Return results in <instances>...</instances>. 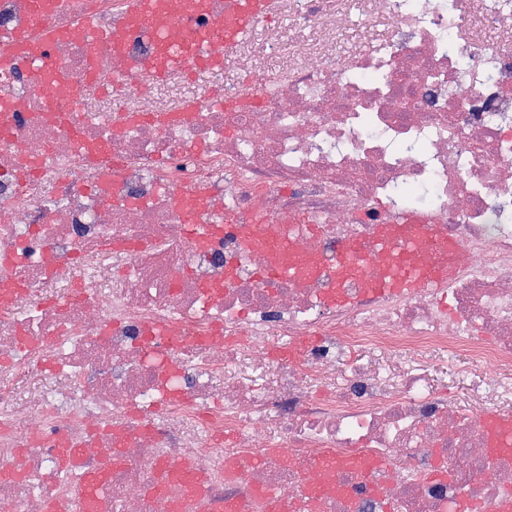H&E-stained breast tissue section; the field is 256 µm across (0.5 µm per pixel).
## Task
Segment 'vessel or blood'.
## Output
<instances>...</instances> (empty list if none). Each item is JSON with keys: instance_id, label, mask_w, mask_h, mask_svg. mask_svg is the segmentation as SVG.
<instances>
[{"instance_id": "vessel-or-blood-1", "label": "vessel or blood", "mask_w": 512, "mask_h": 512, "mask_svg": "<svg viewBox=\"0 0 512 512\" xmlns=\"http://www.w3.org/2000/svg\"><path fill=\"white\" fill-rule=\"evenodd\" d=\"M207 0H137L132 23L141 31L157 36L163 53L144 61L140 77L148 81L163 79L188 66L215 67L221 62H232L238 45L247 38L256 23L275 8L274 0H226L224 21L212 31H190L185 27L186 15L203 12ZM43 11H36L30 29L12 35L15 49L26 57L41 58L42 51L33 47L31 32L40 28ZM223 53H216V46ZM426 216L411 213L400 223L379 224L374 228L371 247L353 242L346 245L338 260V277L342 281L359 282L366 292L413 291L435 286L445 281L453 271L452 263L444 261V254H456L459 245L452 240L438 242L435 250H428L429 234ZM244 251L272 246L273 250H287V262H270L268 277L294 278L307 266L309 257L297 241L269 243L266 236L251 232L241 237ZM490 445L494 448L512 447V418L490 416L484 419Z\"/></svg>"}]
</instances>
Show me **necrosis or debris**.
Masks as SVG:
<instances>
[{
    "instance_id": "4bbe7bcc",
    "label": "necrosis or debris",
    "mask_w": 512,
    "mask_h": 512,
    "mask_svg": "<svg viewBox=\"0 0 512 512\" xmlns=\"http://www.w3.org/2000/svg\"><path fill=\"white\" fill-rule=\"evenodd\" d=\"M504 2L378 0L362 23L385 32L341 60L310 0L293 25L313 52L181 112L134 70L158 46L132 0H54L39 84L8 45L33 0H0V512H83L89 473L84 512H268L267 489L288 512H497L512 447L482 420L512 412V54L448 31L474 12L502 29ZM102 151L111 169L88 164ZM407 186L460 246L450 280L329 302L339 248L406 214ZM258 218L313 271L266 280L229 230ZM357 347L392 368L337 382ZM435 350L488 369L465 401L423 376ZM171 463L203 476L196 501Z\"/></svg>"
}]
</instances>
